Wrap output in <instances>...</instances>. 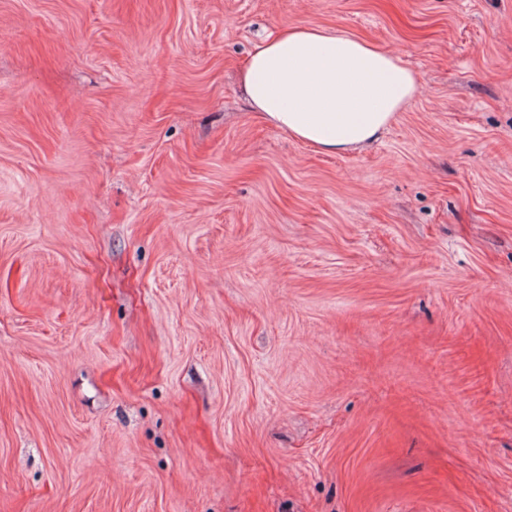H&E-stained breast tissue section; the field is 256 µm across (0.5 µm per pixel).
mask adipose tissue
I'll use <instances>...</instances> for the list:
<instances>
[{
	"mask_svg": "<svg viewBox=\"0 0 512 512\" xmlns=\"http://www.w3.org/2000/svg\"><path fill=\"white\" fill-rule=\"evenodd\" d=\"M239 78L263 120L327 153L376 140L419 92L416 74L397 55L313 26L267 37Z\"/></svg>",
	"mask_w": 512,
	"mask_h": 512,
	"instance_id": "obj_1",
	"label": "adipose tissue"
}]
</instances>
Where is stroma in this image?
<instances>
[{"instance_id":"stroma-1","label":"stroma","mask_w":512,"mask_h":512,"mask_svg":"<svg viewBox=\"0 0 512 512\" xmlns=\"http://www.w3.org/2000/svg\"><path fill=\"white\" fill-rule=\"evenodd\" d=\"M295 25L420 95L292 138ZM0 512H512V0H0ZM239 78L263 120L327 153L376 140L419 92L416 74L397 55L313 26L267 37Z\"/></svg>"}]
</instances>
